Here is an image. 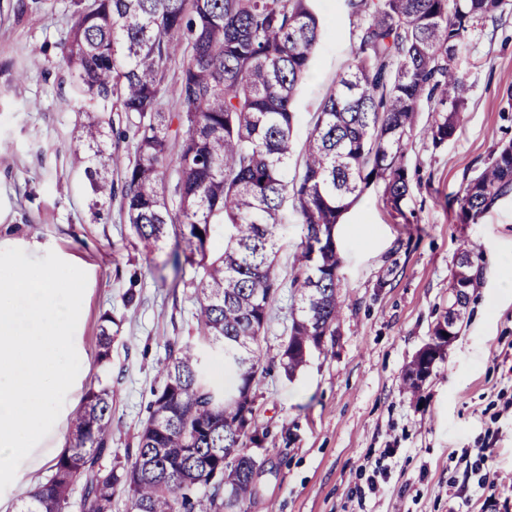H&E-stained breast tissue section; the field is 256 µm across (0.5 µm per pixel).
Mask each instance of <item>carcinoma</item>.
<instances>
[{"instance_id": "cac0c4a2", "label": "carcinoma", "mask_w": 512, "mask_h": 512, "mask_svg": "<svg viewBox=\"0 0 512 512\" xmlns=\"http://www.w3.org/2000/svg\"><path fill=\"white\" fill-rule=\"evenodd\" d=\"M503 0H344L353 24V60L314 114L300 172L288 177L296 119L292 102L321 34L314 0H70L61 43L72 96L96 109L81 125L74 152H85L95 205L121 195L136 235L156 245L174 236L169 263L198 267L184 282L197 304L196 340L174 342L164 381L138 434L134 454L106 468L112 453V387L90 389L71 416L72 436L52 475L14 512H67L73 483L84 481L81 512H112L118 493L127 512H234L250 502L259 460L237 397L259 383L258 355L268 306L280 288L274 256L282 206L290 198L307 234L292 285L298 302L281 365L292 375L336 335L342 302L341 257L328 244L336 224L375 182L395 209L410 193L406 146L420 112L438 148L453 138L465 109L461 67L467 40L501 10ZM182 56L178 80L166 64ZM170 94L182 104L178 128L159 109ZM134 157L112 178V113ZM181 138L178 179L166 181L172 136ZM512 192V143L463 188L457 202L475 221ZM98 359L112 358V316L104 317ZM208 349L224 353L236 378L215 387L202 370ZM241 455L224 465L225 451Z\"/></svg>"}]
</instances>
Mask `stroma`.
Segmentation results:
<instances>
[{
  "instance_id": "1",
  "label": "stroma",
  "mask_w": 512,
  "mask_h": 512,
  "mask_svg": "<svg viewBox=\"0 0 512 512\" xmlns=\"http://www.w3.org/2000/svg\"><path fill=\"white\" fill-rule=\"evenodd\" d=\"M0 0V244L33 260L54 252L77 263L87 286L74 335L80 370L50 434L0 493V512L45 480L71 437L85 393L110 384L113 463L135 448L163 381L166 344L194 336L197 305L175 286L169 246L146 252L119 202L94 219L83 156L71 149L87 102L72 97L61 59L69 0ZM322 32L294 109L303 143L318 105L349 63L352 27L343 0H316ZM467 103L457 134L433 147L408 143L412 191L401 208L372 184L335 230L345 300L333 348L313 352L294 376L280 365L295 305L294 260L306 234L284 204L275 272L259 349L255 394L262 440L247 512H512V194L479 220L456 201L467 179L512 141V0L467 44ZM474 247L464 321L419 398L403 389L413 356L453 299L458 253ZM112 318V365L98 361ZM488 460L478 463V449Z\"/></svg>"
}]
</instances>
